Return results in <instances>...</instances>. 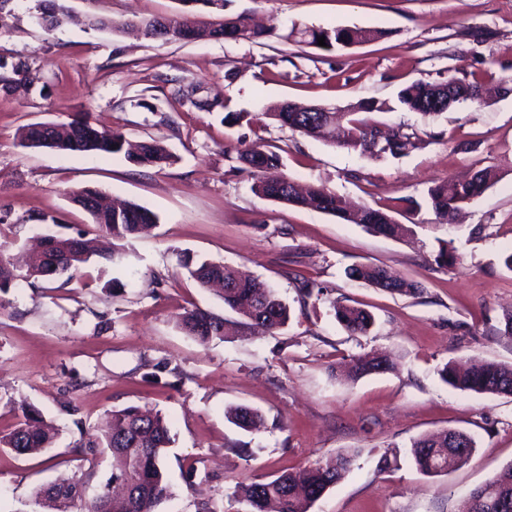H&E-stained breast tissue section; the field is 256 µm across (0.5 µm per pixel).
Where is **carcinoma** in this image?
I'll use <instances>...</instances> for the list:
<instances>
[{"instance_id": "cac0c4a2", "label": "carcinoma", "mask_w": 512, "mask_h": 512, "mask_svg": "<svg viewBox=\"0 0 512 512\" xmlns=\"http://www.w3.org/2000/svg\"><path fill=\"white\" fill-rule=\"evenodd\" d=\"M210 2L215 7L195 16L174 12L140 19L131 26L149 39L164 41L228 38L240 31L247 33L249 39L260 36L259 32H253L248 27L246 17L224 15L226 0H205L207 4ZM35 9L41 15L40 25L48 32L60 28L67 17L61 0H36ZM380 35L381 32L377 30L362 28L305 27L291 30L285 39L316 46L318 38L323 36L327 49L332 50L367 42ZM39 82V72L22 59L12 64L11 70L0 72V91L5 94L16 84L32 89ZM398 99L413 112L423 113L425 107L430 105L445 111L460 101H478L480 85L476 81L466 83L454 76L439 84L417 81L403 88ZM271 116L281 125L305 136H315L327 126L345 122L347 128L338 146L351 151H376L400 157L417 146L415 133L408 131V127L391 125L383 135L378 125L356 118L352 112H300L288 103L271 113ZM46 127L45 123L23 127L20 145L30 149L42 148L40 139ZM54 137L52 149L60 153H122L130 162L147 167L160 166L169 160V154L159 143L152 141L133 145L122 133L97 127L87 112L60 124ZM239 161L254 173L255 193L268 200L316 209L346 222L361 224L367 231L388 238L399 239L408 231L406 225L388 213L368 206L353 207L344 197L323 185H310L306 191H298L294 182L281 172L280 156L272 151L251 147L239 154ZM494 178L492 170L483 168L466 181L445 179L429 189L431 205L437 214L445 216L448 211H456L481 195ZM90 216L99 232L114 241L147 233L157 222L153 212L135 203L118 208L104 204ZM44 244L45 252L38 251L29 258L24 278L48 276L51 264L56 275L74 273L97 253L91 240L48 235L44 237ZM184 267L190 277L204 288L212 284L221 285L220 297L224 307L244 317L247 325L262 331L287 325V304L273 290L257 287L249 274L209 261L196 264L187 261ZM349 275L374 288L395 294L415 295L419 292L415 283L383 267H354ZM18 278L19 274L0 249V289L10 287ZM333 310L336 320L353 334L365 333L373 325L372 315L363 308L335 303ZM180 324L187 335L202 344L214 339L223 340L232 329L229 320L198 308L185 311ZM388 369L390 364L382 366L377 363L376 356L364 354L353 360L348 376L357 380L378 370L384 372ZM440 376L445 383L462 391L512 396V368L488 363L460 372L446 364L440 370ZM21 412L23 420L11 431L0 432V447L13 449L19 455L38 454L52 447L58 435L57 429L44 423L31 408L23 406ZM225 417L246 432L257 428L262 420L261 412L247 405L227 410ZM170 444L168 423L161 412L144 411L138 406L113 410L100 440L90 441L81 448L84 454L92 456L97 454V448L101 446L110 451L115 493L104 491L89 504L86 512H154L169 492L164 457ZM408 455L416 469L428 476L468 463V460L457 456L455 449L448 444L446 432L412 440ZM355 458L354 453H341L330 462L319 461L271 479H243L236 483L233 497L244 506V512H263L270 501L277 505L278 512H309L321 491L349 471ZM80 496V491L69 485L64 491H55L46 486L36 491L35 503L52 505L58 508V512H63L62 506ZM484 496L500 499L502 508L498 512H512V464L490 478L483 492L475 489L465 497L463 502L467 506L459 508L458 512H487L480 503V498Z\"/></svg>"}]
</instances>
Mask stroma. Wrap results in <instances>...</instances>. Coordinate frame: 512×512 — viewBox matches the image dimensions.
I'll list each match as a JSON object with an SVG mask.
<instances>
[{
	"mask_svg": "<svg viewBox=\"0 0 512 512\" xmlns=\"http://www.w3.org/2000/svg\"><path fill=\"white\" fill-rule=\"evenodd\" d=\"M72 19L46 34L34 0L0 10V62L25 59L43 74L39 89L0 92V248L18 254L37 223L51 234L95 238L98 230L71 192L91 187L152 211L150 234L123 243L124 264L95 259L73 279H18L0 290V431L22 406L55 425L53 448L16 455L0 448V512H37L36 491L61 478L84 512L112 476V459H82L78 444L100 433L111 410L148 406L165 416L172 443L165 467L171 495L155 512H241L237 481L268 478L354 450L351 470L310 512H458L462 496L512 464V396L461 391L440 369L512 367V0H228L263 36L163 42L94 29L92 18L132 22L180 10L179 0H64ZM376 29L349 48L288 41L292 26ZM484 83V102L423 115L398 93L415 81L448 77ZM193 85L213 111L181 105ZM290 101L341 109L372 101L375 124H403L416 149L402 157L361 154L330 137H306L266 118ZM90 113L101 128L156 141L173 157L163 168L120 155L27 149L19 131ZM278 152L301 185L322 184L383 210L411 232L396 240L318 210L284 205L253 190L239 151ZM492 169L496 180L460 212L435 213L428 190L441 180ZM454 257L438 267L440 251ZM240 268L275 289L290 309L284 328L249 329L203 344L179 325L200 308L228 316L199 287L185 259ZM379 265L417 282L413 296L350 279L349 268ZM121 287H113V279ZM314 284L306 294L304 283ZM357 304L375 318L353 335L333 304ZM386 354L391 369L351 382L340 368L354 356ZM260 410L263 427L229 423V407ZM456 429L476 443L470 461L434 476L405 452L412 439ZM249 454H241L240 443ZM400 449L382 471L385 449Z\"/></svg>",
	"mask_w": 512,
	"mask_h": 512,
	"instance_id": "obj_1",
	"label": "stroma"
}]
</instances>
